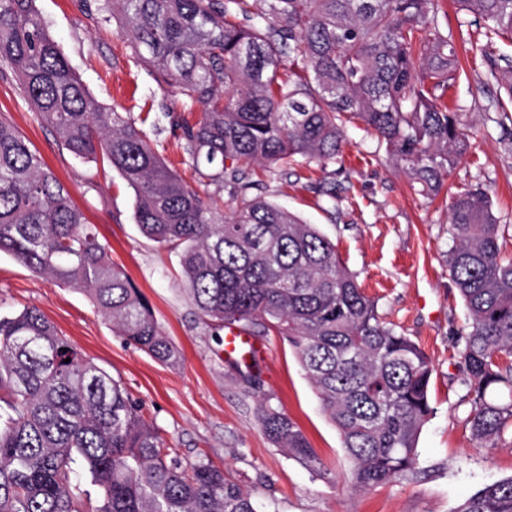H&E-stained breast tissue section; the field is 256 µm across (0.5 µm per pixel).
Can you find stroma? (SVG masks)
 Here are the masks:
<instances>
[{
	"instance_id": "obj_1",
	"label": "stroma",
	"mask_w": 512,
	"mask_h": 512,
	"mask_svg": "<svg viewBox=\"0 0 512 512\" xmlns=\"http://www.w3.org/2000/svg\"><path fill=\"white\" fill-rule=\"evenodd\" d=\"M48 31L101 106L131 115L160 116L176 106L118 33L88 16L80 0H36ZM467 78L446 95L471 136L470 152L450 170L442 193L429 199L390 161L384 146L359 123L346 124L341 169L314 162L294 175L268 180L261 195L287 207L336 246L345 268L377 303L383 321L416 342L432 367L433 416L418 440L414 475L366 492L344 480L349 459L340 434L323 412L294 349L276 334L258 337L264 355L260 385L251 388L217 355L210 330L195 316L184 290L176 252L147 239L133 218V194L117 171L74 159L17 90L0 80V113L69 187L72 200L94 224L112 259L151 306L159 326L181 353L166 365L128 344L78 290L36 276L12 257H0V312L34 306L85 358L118 380L144 419L188 462L208 457L225 466L273 512H455L486 485L512 477V429L481 445L467 426L470 399L463 383L461 332L467 310L448 270L453 240L448 207L456 192L481 187L506 226L503 253L512 255V107L488 63L466 64ZM164 161L200 192L228 189L199 176L171 133L151 135ZM336 191L335 203L319 188ZM286 413L303 431L331 473L323 479L281 452L258 422L261 400Z\"/></svg>"
}]
</instances>
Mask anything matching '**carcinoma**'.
<instances>
[{
	"label": "carcinoma",
	"mask_w": 512,
	"mask_h": 512,
	"mask_svg": "<svg viewBox=\"0 0 512 512\" xmlns=\"http://www.w3.org/2000/svg\"><path fill=\"white\" fill-rule=\"evenodd\" d=\"M493 39L512 37V0H458ZM175 89L176 137L198 173L224 183V215L160 158L143 125L103 108L49 34L35 0H0V78L80 160L112 167L134 194V221L180 252L199 319L224 343L229 324L273 331L294 348L351 460L355 491L415 472L433 414V368L409 337L381 321L336 246L296 213L253 194L256 168L299 156L341 161L354 120L385 145L419 192L438 195L467 154L469 134L444 103L464 74L438 0H83ZM512 101V61L496 67ZM448 268L468 312L462 334L472 436L494 443L512 426V256L502 254L488 193L455 194ZM86 293L125 340L175 364L179 352L69 189L0 113V255ZM69 363H64V360ZM268 439L319 474L327 468L287 414L266 402ZM262 512L226 469L183 463L121 385L87 360L35 307L0 314V512ZM455 512H512V477Z\"/></svg>",
	"instance_id": "1"
}]
</instances>
